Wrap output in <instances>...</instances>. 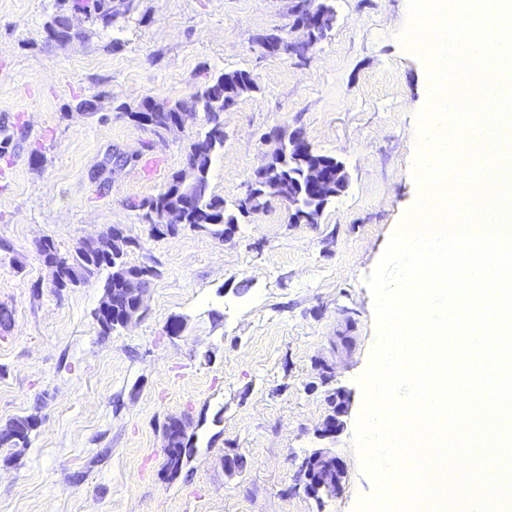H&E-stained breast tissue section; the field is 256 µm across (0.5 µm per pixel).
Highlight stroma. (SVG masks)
I'll return each mask as SVG.
<instances>
[{"instance_id":"35a3bbf8","label":"stroma","mask_w":512,"mask_h":512,"mask_svg":"<svg viewBox=\"0 0 512 512\" xmlns=\"http://www.w3.org/2000/svg\"><path fill=\"white\" fill-rule=\"evenodd\" d=\"M296 3L121 0L109 26L57 43L44 25L63 0H0V428L38 419L25 450L0 447V512H357L376 493L356 440L379 337L367 280L417 201L425 60L402 38L408 0H331L324 39L267 55L260 35L301 40ZM235 69L255 89L221 116L209 194L242 199L276 129L338 158L348 187L313 224L274 200L222 238L192 224L154 235L140 203L184 167L206 116L166 133L125 111ZM115 225L140 242L128 262L159 274L140 317L105 335L101 279L55 288L38 246L67 257ZM339 393L341 427L321 436ZM174 419L191 451L170 479ZM318 450L345 468L335 495L303 487Z\"/></svg>"}]
</instances>
